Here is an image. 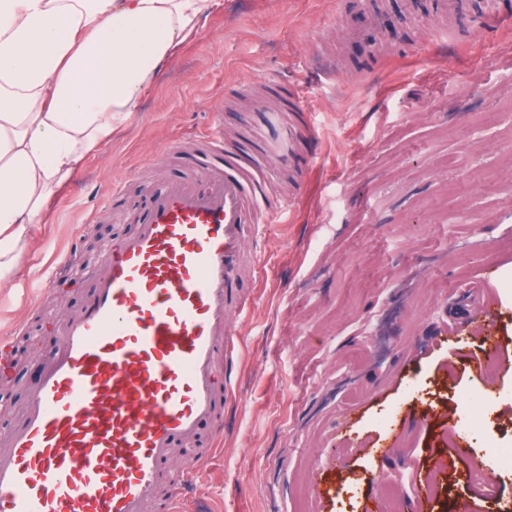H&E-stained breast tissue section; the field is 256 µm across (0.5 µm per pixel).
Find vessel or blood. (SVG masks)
I'll use <instances>...</instances> for the list:
<instances>
[{"label": "vessel or blood", "mask_w": 512, "mask_h": 512, "mask_svg": "<svg viewBox=\"0 0 512 512\" xmlns=\"http://www.w3.org/2000/svg\"><path fill=\"white\" fill-rule=\"evenodd\" d=\"M467 26L470 0H436ZM200 178L145 192L128 238L107 244L83 310L43 354L40 376L7 447L0 449V512H178L198 476L174 452L200 425L224 438L241 344L230 320L258 211L281 215L252 154L218 130Z\"/></svg>", "instance_id": "b4317fda"}]
</instances>
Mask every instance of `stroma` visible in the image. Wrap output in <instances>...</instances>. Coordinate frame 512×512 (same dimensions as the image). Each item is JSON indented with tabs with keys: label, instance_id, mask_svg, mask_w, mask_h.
<instances>
[{
	"label": "stroma",
	"instance_id": "obj_1",
	"mask_svg": "<svg viewBox=\"0 0 512 512\" xmlns=\"http://www.w3.org/2000/svg\"><path fill=\"white\" fill-rule=\"evenodd\" d=\"M410 3L216 0L0 278V337L21 354L0 384V442L54 321L82 310L96 283L98 264L78 268L80 255L136 230L98 212L102 195L121 188L132 210L144 187L192 177L195 153L171 159L168 148L218 121L225 142L283 155L264 177L288 214L266 224L244 285L237 395L184 512H372L380 478L412 497L449 453L441 438L484 403L491 434L512 446V0L469 31ZM367 5L402 17L379 35V55L349 39ZM302 117L309 131L296 140ZM62 260L72 277L38 298L24 289ZM489 271L494 283L480 287ZM486 305L502 351L490 380L472 332ZM468 444L471 460L440 473L427 512H512V472L490 463L480 437Z\"/></svg>",
	"mask_w": 512,
	"mask_h": 512
}]
</instances>
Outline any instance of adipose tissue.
I'll return each instance as SVG.
<instances>
[{
    "mask_svg": "<svg viewBox=\"0 0 512 512\" xmlns=\"http://www.w3.org/2000/svg\"><path fill=\"white\" fill-rule=\"evenodd\" d=\"M215 0H0V275Z\"/></svg>",
    "mask_w": 512,
    "mask_h": 512,
    "instance_id": "ef3b65f1",
    "label": "adipose tissue"
}]
</instances>
